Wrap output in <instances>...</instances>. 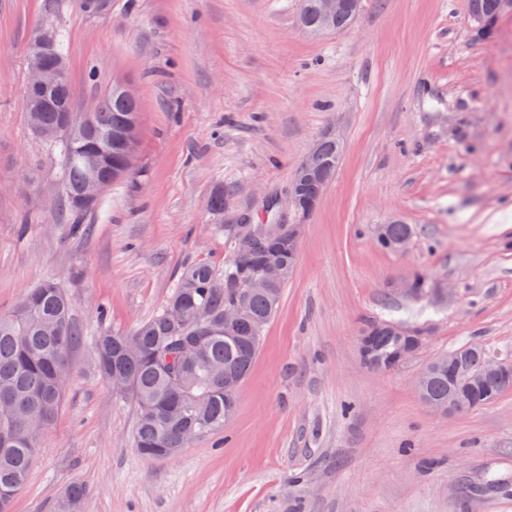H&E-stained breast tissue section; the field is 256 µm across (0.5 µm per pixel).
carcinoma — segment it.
<instances>
[{"label":"carcinoma","mask_w":512,"mask_h":512,"mask_svg":"<svg viewBox=\"0 0 512 512\" xmlns=\"http://www.w3.org/2000/svg\"><path fill=\"white\" fill-rule=\"evenodd\" d=\"M318 0H301L300 25L322 26ZM512 11L505 0H468L469 17L484 21L480 33H489L498 18ZM112 89L97 102L96 111L75 108L71 82L57 85L44 94L46 104L27 113L30 129L54 128L67 121L85 136L70 153L64 146L49 145L62 173V203L69 214L82 216L99 201L76 207L84 185L83 159L98 156L105 175L116 181L127 175L133 158L115 134L129 120L138 121V99ZM339 164L336 140L324 138L319 146L317 176L303 190L306 202H319ZM412 233L407 224H385L376 235L385 251L403 250L405 237ZM274 259L296 267L298 252L281 238L263 240L250 253L232 250L224 261V273L206 262L185 265L164 306L129 331L104 332L94 339L98 370L106 381L120 373L127 388L119 397L136 409V448L147 459L166 455L175 458L196 438L224 429V410L236 401L238 389L225 388L229 380L242 384L257 357L263 331L280 304L286 281L272 287V293H245L239 286L243 270H256ZM223 287L216 288V280ZM432 282L423 273L408 280L406 293L419 298L429 292ZM244 301L248 316L232 329L224 330V307ZM68 293L47 280L28 289L10 310L0 312V512H11L17 491L26 483L38 455L42 435L55 423L61 410L67 382L53 384L56 370L69 361L80 334L73 322ZM366 331H374L370 359L376 367L392 370L408 361L407 350L414 337L426 330L421 324L406 325L392 320H369ZM451 362L434 366L430 360L424 374L420 398L433 405L448 404V388L461 389L458 411L469 412L498 393L492 377L461 382V371L480 373L492 354L483 347L464 344L443 354ZM87 488L78 482L68 486L55 512H81Z\"/></svg>","instance_id":"cac0c4a2"}]
</instances>
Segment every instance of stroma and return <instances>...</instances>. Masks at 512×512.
Listing matches in <instances>:
<instances>
[{
    "instance_id": "35a3bbf8",
    "label": "stroma",
    "mask_w": 512,
    "mask_h": 512,
    "mask_svg": "<svg viewBox=\"0 0 512 512\" xmlns=\"http://www.w3.org/2000/svg\"><path fill=\"white\" fill-rule=\"evenodd\" d=\"M466 3L362 0L349 29L312 36L300 0H112L96 20L67 0H0V311L52 280L84 336L12 512H53L74 481L82 512H512V389L448 417L415 388L466 343L512 356V12L482 37ZM46 27L78 109L117 81L140 103L134 166L79 235L27 122V45ZM327 130L343 158L234 416L145 459L93 338L159 311L185 264L223 270L226 226L297 222L291 178ZM395 223L407 247L378 249ZM417 271L435 290L414 301L399 285ZM380 318L428 324L395 370L358 354ZM411 233L412 229L407 224H384L376 235V243L382 250L400 252L403 250L405 237ZM409 238L410 236L405 241H408Z\"/></svg>"
}]
</instances>
